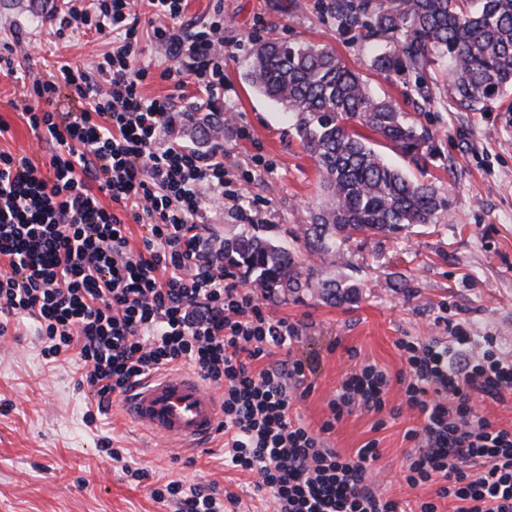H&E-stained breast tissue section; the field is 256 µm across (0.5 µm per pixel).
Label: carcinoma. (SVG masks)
I'll return each mask as SVG.
<instances>
[{"mask_svg":"<svg viewBox=\"0 0 512 512\" xmlns=\"http://www.w3.org/2000/svg\"><path fill=\"white\" fill-rule=\"evenodd\" d=\"M342 37L371 45L370 68L405 80L407 94L429 112L453 102L485 112L512 87V0H321ZM246 78L287 110L301 147L313 160L324 204L303 230L311 254L336 257L337 242L354 235H397L438 223L447 207L433 182L412 179L369 145H388L426 174L433 156L429 129L408 118L390 97L375 95L335 49L306 42L257 39ZM206 143L224 122L214 113L187 115ZM224 261L254 276L269 296L317 288L335 303L357 287L320 279L295 247L256 235L224 239Z\"/></svg>","mask_w":512,"mask_h":512,"instance_id":"obj_1","label":"carcinoma"}]
</instances>
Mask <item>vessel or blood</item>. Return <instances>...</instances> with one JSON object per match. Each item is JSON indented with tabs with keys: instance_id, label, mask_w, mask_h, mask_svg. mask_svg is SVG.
Instances as JSON below:
<instances>
[{
	"instance_id": "1",
	"label": "vessel or blood",
	"mask_w": 512,
	"mask_h": 512,
	"mask_svg": "<svg viewBox=\"0 0 512 512\" xmlns=\"http://www.w3.org/2000/svg\"><path fill=\"white\" fill-rule=\"evenodd\" d=\"M124 406L148 437L169 438L184 448H202L218 428L222 410L195 373L159 372L141 380Z\"/></svg>"
}]
</instances>
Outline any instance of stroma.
<instances>
[{
  "label": "stroma",
  "instance_id": "obj_1",
  "mask_svg": "<svg viewBox=\"0 0 512 512\" xmlns=\"http://www.w3.org/2000/svg\"><path fill=\"white\" fill-rule=\"evenodd\" d=\"M223 3L224 97L211 109L231 118L218 143L232 182L245 190L240 200L209 203L208 234L220 243L255 231L288 244L323 194L286 112L245 80L254 40L331 46L374 93L391 96L409 115L417 109L399 78L370 68L369 46L338 35L318 0ZM62 7V0H0V44L22 36L21 66L32 75L67 62L94 67L111 48L108 39L91 32L57 38L50 23ZM139 38L141 60L152 69L144 93H172V84L160 77L169 60L147 23H140ZM27 90L15 77L0 74V123L10 127L0 148L46 156L49 145L37 139L15 108ZM507 106L497 100L487 112L450 107L422 115L439 148L428 178L447 201L448 216L396 237L357 236L336 258L307 256L319 278L357 286L352 302H328L315 289L268 299L267 315L299 326L295 355L315 361L310 392L294 398L291 408L310 428L329 417L328 402L355 365L370 361L393 377L404 370L396 345L400 337L425 341L462 324L473 335L497 337L512 352V112ZM249 172L255 179L248 184ZM238 205L247 221L236 218ZM43 347L30 324L0 340V512H177L174 503L151 496L153 488L172 480L187 487L214 484L218 492L238 497L236 512H274L270 493L255 491L252 476L225 466L223 447L192 453L153 446L125 414L122 398H113L107 413H98L93 392L80 382L83 368L75 357L51 362ZM387 400L389 413L344 415L326 434V444L351 454L377 441L374 468L381 492L399 501L433 497V486L412 488L402 479L411 448L404 434L421 419L407 408L398 384H391ZM106 438L122 460L101 451ZM127 465L146 469L148 478L134 480L123 471Z\"/></svg>",
  "mask_w": 512,
  "mask_h": 512
}]
</instances>
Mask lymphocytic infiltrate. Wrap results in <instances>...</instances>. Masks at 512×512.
Returning a JSON list of instances; mask_svg holds the SVG:
<instances>
[{"mask_svg":"<svg viewBox=\"0 0 512 512\" xmlns=\"http://www.w3.org/2000/svg\"><path fill=\"white\" fill-rule=\"evenodd\" d=\"M152 38L170 65L175 87L192 71L207 100L224 96V4L206 26L184 25V0H151ZM134 0H74L55 21L66 30L112 39L95 72L71 65L30 80L37 106L26 122L49 142V161L0 150V337L37 323L46 359L74 352L85 380L107 410L115 397L153 373L191 368L220 390L224 458L256 475L277 512H407L373 480L376 441L347 456L327 447L324 433L355 410L382 413L391 383L422 426L407 430L413 451L404 476L412 487L436 485L415 512H512V428L476 412L483 398L512 394V356L493 336L456 327L451 339L405 337L398 379L361 364L329 402L319 430L292 419V392L313 373L290 347L295 323L269 318L263 297L224 264L205 236L206 199L231 196L224 151L202 153L169 141L172 97L149 98L142 87ZM109 204H102V197ZM142 249L129 243L131 224ZM284 350L274 361L273 349ZM179 512H224L213 485L172 480L155 488Z\"/></svg>","mask_w":512,"mask_h":512,"instance_id":"f902f5d3","label":"lymphocytic infiltrate"}]
</instances>
